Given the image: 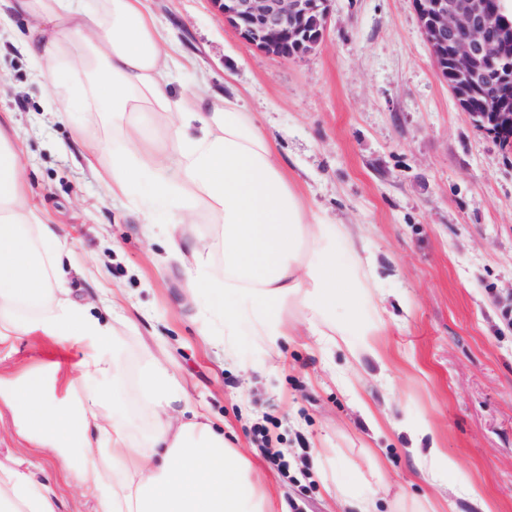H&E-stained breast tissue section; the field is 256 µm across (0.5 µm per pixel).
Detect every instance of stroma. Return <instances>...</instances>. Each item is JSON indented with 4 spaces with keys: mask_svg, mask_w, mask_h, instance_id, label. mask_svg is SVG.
<instances>
[{
    "mask_svg": "<svg viewBox=\"0 0 512 512\" xmlns=\"http://www.w3.org/2000/svg\"><path fill=\"white\" fill-rule=\"evenodd\" d=\"M148 4L196 61L171 93L243 95L296 187L375 255L378 354L364 357L356 384L372 413L336 385L346 349L320 357L311 332L275 349L243 336L237 359L225 356L224 326L187 300L189 271L170 259L162 225L139 223L94 174L120 149L111 122L99 112L53 118L20 44L29 19L18 16L0 30V114L13 117L29 201L76 244L73 298L114 324L130 376L163 354L190 410L223 422L276 512H340L332 484L374 512H512V153L449 91L412 0H335L323 42L291 59L243 41L211 0ZM83 125L107 152L85 151ZM204 323L210 335L198 334ZM91 351L19 336L0 343V379L76 377ZM64 379L56 398L67 396ZM433 446L454 464L452 481L424 465ZM0 460L52 488L59 512H94L78 457L5 423Z\"/></svg>",
    "mask_w": 512,
    "mask_h": 512,
    "instance_id": "obj_1",
    "label": "stroma"
}]
</instances>
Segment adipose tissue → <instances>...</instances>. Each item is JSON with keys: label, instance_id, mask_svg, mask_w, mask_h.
<instances>
[{"label": "adipose tissue", "instance_id": "ef3b65f1", "mask_svg": "<svg viewBox=\"0 0 512 512\" xmlns=\"http://www.w3.org/2000/svg\"><path fill=\"white\" fill-rule=\"evenodd\" d=\"M14 7L32 20L22 45L35 76L51 74L71 44H85V56L70 63L84 79L55 92L54 116L64 118L79 101L111 117L124 151L100 173L103 188L142 223L165 211L169 247L193 268L186 288L223 323L225 350L234 351L246 329L274 347L297 334L281 316L293 304L305 323L324 324L345 345L342 383L355 395L362 356L378 353L377 325L363 316L373 302L365 272L374 259L306 202L239 99L170 94L173 72L194 62L161 32L146 0H98L93 8L80 0H15ZM158 115L166 133L160 146L149 134ZM26 181L22 151L0 121V337L87 338L104 353L83 363L62 400L37 371L0 386L14 426L60 457L79 453L76 479L97 497L98 512H268L260 476L223 430L178 410L179 385L159 357L136 382L152 426L144 449L134 448L123 419L104 413L108 394L82 385L85 377L120 382L124 359L112 348L114 326L71 298L63 259L72 245L30 204ZM201 222L218 225L219 240L190 235L189 225ZM340 309L348 314L341 323ZM2 498L12 512H58L55 492L0 463Z\"/></svg>", "mask_w": 512, "mask_h": 512}]
</instances>
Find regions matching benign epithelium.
I'll list each match as a JSON object with an SVG mask.
<instances>
[{"mask_svg":"<svg viewBox=\"0 0 512 512\" xmlns=\"http://www.w3.org/2000/svg\"><path fill=\"white\" fill-rule=\"evenodd\" d=\"M333 0H211L217 14L258 50L280 58L311 52L325 35ZM438 71L474 124L512 149V97L470 111L492 80L512 79V18L488 0H413Z\"/></svg>","mask_w":512,"mask_h":512,"instance_id":"benign-epithelium-1","label":"benign epithelium"}]
</instances>
